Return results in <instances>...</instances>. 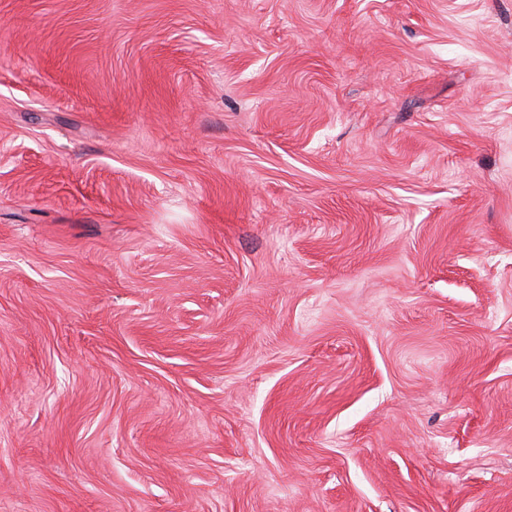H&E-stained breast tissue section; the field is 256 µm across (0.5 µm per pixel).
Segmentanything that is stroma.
<instances>
[{"label":"stroma","instance_id":"35a3bbf8","mask_svg":"<svg viewBox=\"0 0 512 512\" xmlns=\"http://www.w3.org/2000/svg\"><path fill=\"white\" fill-rule=\"evenodd\" d=\"M0 512H512V0H0Z\"/></svg>","mask_w":512,"mask_h":512}]
</instances>
